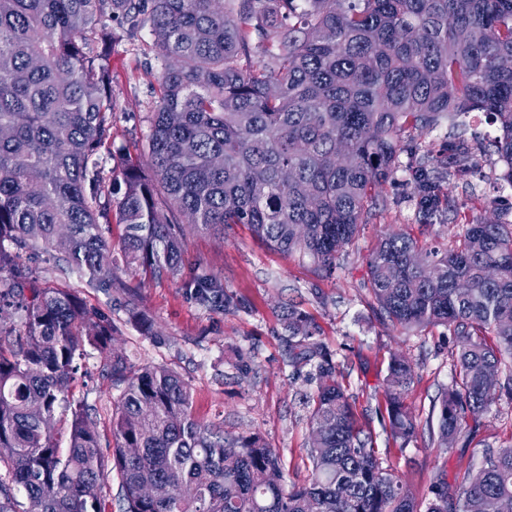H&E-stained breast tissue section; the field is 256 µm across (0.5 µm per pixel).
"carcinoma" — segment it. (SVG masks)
<instances>
[{
  "label": "carcinoma",
  "instance_id": "cac0c4a2",
  "mask_svg": "<svg viewBox=\"0 0 512 512\" xmlns=\"http://www.w3.org/2000/svg\"><path fill=\"white\" fill-rule=\"evenodd\" d=\"M146 26L162 63L149 133L106 183L98 152L116 104L112 45ZM508 60L512 0H0V512H16L18 493L23 512H109L110 465L125 512H418L297 306L284 315L296 338L291 358L314 364L319 386L311 475L287 486L275 449L196 421L176 372L131 364L113 345L112 321L41 279L29 256L58 252L110 288L107 224L124 225L126 266L154 277L179 274L185 229L247 224L269 248L307 256L327 276L376 208L375 187L403 170L418 223L455 224L458 241L425 248L392 233L369 257L368 283L392 327L448 328L438 442L451 449L495 399L512 401V221L470 215L444 191L477 165L474 139L453 132L473 112L499 123V180L512 186ZM445 121L446 151L433 158L421 139ZM187 288L203 304H230L207 275ZM16 312L20 324L5 320ZM88 346L124 385L110 460L89 406L69 397ZM412 372L392 356L390 434L403 447L419 433L401 401ZM484 458L458 492L435 486L427 512L511 501L512 445L489 446ZM157 484L174 493L149 496Z\"/></svg>",
  "mask_w": 512,
  "mask_h": 512
}]
</instances>
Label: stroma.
<instances>
[{"label": "stroma", "mask_w": 512, "mask_h": 512, "mask_svg": "<svg viewBox=\"0 0 512 512\" xmlns=\"http://www.w3.org/2000/svg\"><path fill=\"white\" fill-rule=\"evenodd\" d=\"M112 55L117 63V104L112 142L99 156L106 176L117 164L114 148L137 155L160 76L149 30L116 42ZM468 131L481 143L479 170L468 183H446L447 193L471 207L493 204L503 213L512 212V187L495 178L501 169L492 146L497 124L480 113L471 116ZM375 193L379 208L329 277L317 274L309 258L268 248L245 224L221 232L187 233L179 278L155 279L122 265L114 271L117 287L105 290L65 272L58 253L41 254L36 265L51 284L73 289L87 307L111 319L115 344L133 363L176 371L191 389L192 413L198 421L221 428L229 439L261 436L286 462L290 482L309 475L306 448L311 424L305 398L316 390L313 365L289 361L293 341L282 312L288 304L297 305L318 325L319 340L336 364L337 379L350 396L359 423L375 440L383 467L426 503L436 482H447L453 489L466 470H478L486 446L512 445V403L493 402L470 445L438 447L439 403L450 381L448 330L438 326L406 332L384 326L373 309L367 262L385 235L403 230L419 243L445 248L454 239V227L417 223L413 188L405 173L377 186ZM201 274L223 285L231 300L228 307L203 305L184 288L185 279ZM130 288L138 295V320L127 311ZM394 353L413 366V381L403 401L419 434L404 447L388 439L381 423L387 406L385 379ZM101 367L99 353L89 351L70 394L91 406L100 436L108 440L112 407L121 389L102 375Z\"/></svg>", "instance_id": "1"}]
</instances>
